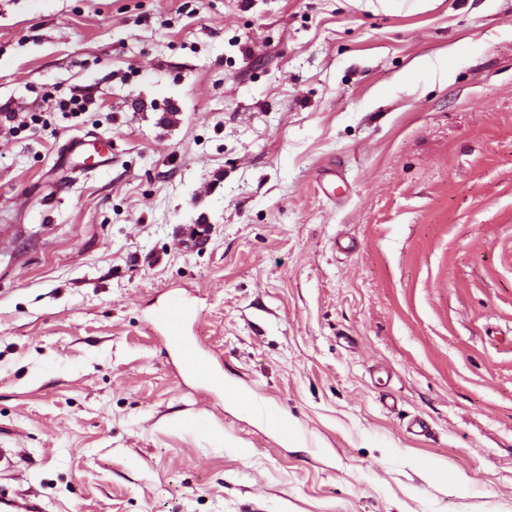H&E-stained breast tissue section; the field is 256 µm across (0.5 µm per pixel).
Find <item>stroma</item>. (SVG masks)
<instances>
[{
    "instance_id": "stroma-1",
    "label": "stroma",
    "mask_w": 512,
    "mask_h": 512,
    "mask_svg": "<svg viewBox=\"0 0 512 512\" xmlns=\"http://www.w3.org/2000/svg\"><path fill=\"white\" fill-rule=\"evenodd\" d=\"M1 104L0 489L512 512V0H0ZM174 296L294 441L182 371ZM96 142H98L97 138H94V140H87V137L73 138L67 144L66 158L73 165L85 166L90 161L96 167L109 166L112 162L111 150L105 143H101L102 145L97 148Z\"/></svg>"
}]
</instances>
